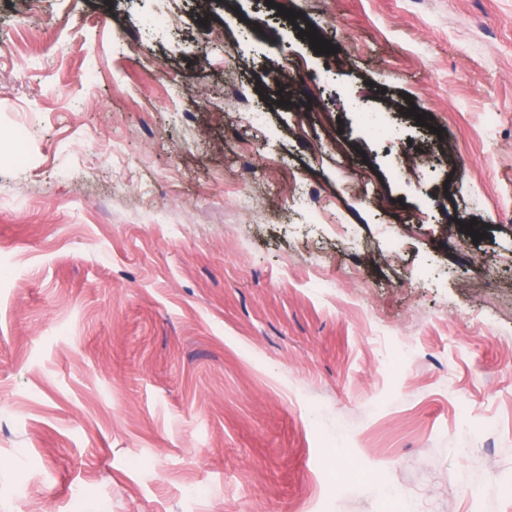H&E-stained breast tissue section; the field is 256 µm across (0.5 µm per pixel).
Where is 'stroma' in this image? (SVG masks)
<instances>
[{"label": "stroma", "mask_w": 512, "mask_h": 512, "mask_svg": "<svg viewBox=\"0 0 512 512\" xmlns=\"http://www.w3.org/2000/svg\"><path fill=\"white\" fill-rule=\"evenodd\" d=\"M288 6L0 0V512H512V0ZM361 122L369 135L392 136L395 129L389 124L386 112H362Z\"/></svg>", "instance_id": "stroma-1"}]
</instances>
